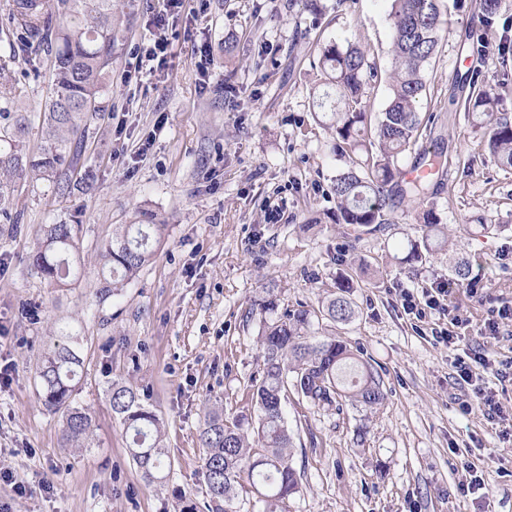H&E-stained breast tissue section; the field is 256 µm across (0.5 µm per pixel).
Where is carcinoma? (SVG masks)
Masks as SVG:
<instances>
[{
  "label": "carcinoma",
  "mask_w": 512,
  "mask_h": 512,
  "mask_svg": "<svg viewBox=\"0 0 512 512\" xmlns=\"http://www.w3.org/2000/svg\"><path fill=\"white\" fill-rule=\"evenodd\" d=\"M113 0H9V15L17 25L34 31L54 19L57 36L49 50L53 92L41 113L43 138L39 151L25 141L28 119L12 113L11 128L0 131V215L11 219L9 206L20 184L41 176L53 190L65 195L74 188L73 172L81 158L85 134L98 118L97 98L105 74L112 67L118 25ZM503 0H476L477 24L469 35V47L487 57L495 54L488 37L500 16ZM439 0H392L393 70L389 75L390 100L384 111H368L371 81L378 77L375 63L358 46L340 47L332 42L321 50L319 84L336 89L317 106L330 109L334 151L352 160L336 172L329 195L336 202L334 223L351 224L372 232L389 223V215L406 201L425 198L428 179L407 181L398 167L399 157L417 146L425 118L419 110L425 90L423 72L438 44ZM14 57L0 56V90L10 98L14 90ZM470 92L463 101L473 126L482 131L490 156L503 169H512V111L505 107L488 74L466 76ZM422 240L410 245L406 264L422 260L439 242H448L447 225L434 208L417 214ZM77 224H42L31 269L57 288L78 275L71 260L77 253ZM166 224L145 214L130 224H118L112 240L95 256L101 274L109 275L95 297L102 304L133 281L154 255L153 244L164 238ZM336 282L339 294L318 307L280 308L274 289L264 288L251 301V309L270 315L258 343L263 354L260 378L253 381L254 417L240 415L229 421L224 410L209 409L199 430L204 449L202 470L207 482L210 512H238L244 497L256 494L263 512H284L289 497L301 489V474L293 467L295 434L288 428L284 401L288 390L318 407H331L340 399L372 409L386 396L379 370L360 358L352 347L334 336H320L315 325L323 320L344 324L355 310L351 298L353 276ZM52 343L38 357L36 373L47 411L61 414L63 447L76 452L89 448L94 424L89 409L78 401L79 370L83 365L78 338L60 322L52 323ZM112 412L120 419L128 452L150 482L166 481L171 461L164 445L165 425L149 402V394L120 381L109 387Z\"/></svg>",
  "instance_id": "cac0c4a2"
}]
</instances>
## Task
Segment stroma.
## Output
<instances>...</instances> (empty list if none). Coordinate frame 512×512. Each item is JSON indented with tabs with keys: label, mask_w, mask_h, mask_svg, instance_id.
I'll return each mask as SVG.
<instances>
[{
	"label": "stroma",
	"mask_w": 512,
	"mask_h": 512,
	"mask_svg": "<svg viewBox=\"0 0 512 512\" xmlns=\"http://www.w3.org/2000/svg\"><path fill=\"white\" fill-rule=\"evenodd\" d=\"M321 2L325 17L313 31L302 0H187L171 14L162 0H116L112 70L75 189L60 196L30 180L12 208L18 224L0 223V361L14 367L0 389V467L13 475L0 482V502L11 512H173L179 491L204 502L197 435L205 405L219 404L230 418L253 411L263 319L250 308L253 298L273 283L282 304L317 306L354 257L375 275L355 288L356 315L337 332L381 369L386 396L365 411L347 403L322 409L289 394L284 409L297 432L302 489L288 512H512V434L483 417L452 366L471 351L489 359L484 388L512 415V170L496 165L449 100L461 75L500 64L463 47L477 22L475 0H441L421 101L433 120L420 141L443 142L447 169L433 177L424 202L404 203L385 230L330 224L301 233L313 212L334 208L326 190L349 164L334 153L317 109L311 61L332 42L367 50L378 69L369 91L375 113L388 103L393 66L390 0ZM5 4L0 55L14 56V85L26 109L38 112L51 79L47 33L18 28ZM161 14L168 54L145 74L138 57L152 46ZM424 205L451 225L452 245L411 271L402 259L419 236L415 215ZM139 211L164 219L167 235L138 278L97 305L104 280L89 257L113 225ZM480 218L504 232L470 231ZM65 222L79 223L87 261L71 287L51 288L31 271L29 255L37 225ZM462 258L481 277L477 289L453 286L447 311L422 320L404 311L401 289L447 283ZM493 317L499 330L489 338ZM54 320L82 338L79 400L95 423L86 453L64 450L61 419L39 396L37 355ZM442 327L459 336L457 345L434 340ZM114 380L151 394L172 462L165 484L147 482L126 449L106 392ZM363 423L369 433L360 446L355 430ZM476 476L481 489L461 494ZM20 485L25 495H17Z\"/></svg>",
	"instance_id": "35a3bbf8"
}]
</instances>
